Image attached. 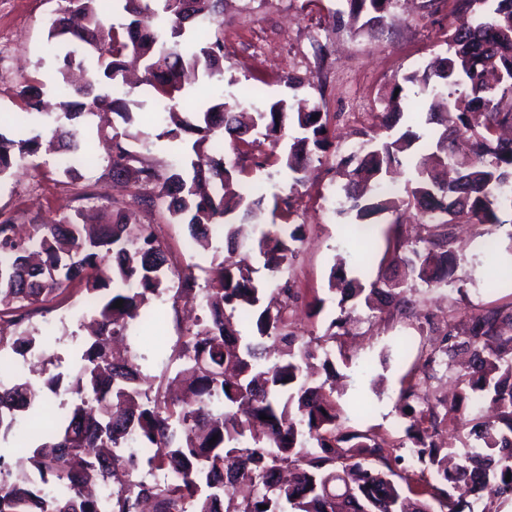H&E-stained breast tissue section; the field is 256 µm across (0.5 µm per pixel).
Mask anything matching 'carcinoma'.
<instances>
[{
	"instance_id": "carcinoma-1",
	"label": "carcinoma",
	"mask_w": 512,
	"mask_h": 512,
	"mask_svg": "<svg viewBox=\"0 0 512 512\" xmlns=\"http://www.w3.org/2000/svg\"><path fill=\"white\" fill-rule=\"evenodd\" d=\"M122 4L126 20L106 17L112 3ZM47 21L48 38L58 51L51 139L43 134L9 138L0 132V176L26 166L41 148L60 150L70 160L65 173L82 162V119L111 112L126 127L108 137L104 174H131L152 189L142 202L166 204L171 218L188 226L203 249L212 248L220 228L224 249L214 251L206 286L195 288L192 273L173 267L149 225H130L120 214L105 224L64 218L35 224L27 237L15 234L11 219L0 220V300L24 309L76 283L88 303L83 319L92 332L81 363L65 391L71 407L55 418L51 430L18 450L13 464L0 454V512H508L512 508V307H484L469 319L448 324L440 342L422 351L425 375L469 354L461 375L458 406L489 405L493 420L480 412L467 417L474 443L456 457L430 441L442 423L437 406L418 385L403 389L399 401L409 429L416 432L411 454L435 483L416 489L425 476L403 466L398 447L379 435L345 431L341 408L329 399L326 383L303 375L309 344L288 328L285 300L264 301L256 269L238 251L235 221L251 217L260 201L249 198L239 176L240 161L261 133L269 140L266 158L282 164L293 183L314 152L330 143V130L318 104L295 106L281 98L245 108L211 90L185 116L180 102L185 85L209 86L223 73L224 0H60ZM351 24L364 13L381 22L392 0H347ZM459 22L446 33V56L403 77L427 96L422 124L429 130L426 152L414 149L423 135L398 127L402 89L390 90L388 111L379 115L371 146L341 160L342 190L354 223L375 214L415 209L430 235L418 242L395 237L383 257L403 267V280L381 277L367 283L343 271L329 277V290L341 301L357 299L370 309L396 303L407 314V291L431 288L454 279L457 258L451 249L457 224H499L512 210V140L490 133L512 126V0H455ZM143 63L142 84L163 110L165 135L177 139L196 133L192 176L183 169L150 166L132 169L126 147L141 131L128 91L117 81L125 58ZM45 83L23 78L18 96L24 111L43 113ZM318 119H312V116ZM301 136L277 152L288 120ZM414 161L415 177L400 194L384 182L401 157ZM302 226L273 224L261 232L254 251L263 268L276 275L295 257ZM174 299L202 297L205 310L195 329L177 338L168 362L178 363L186 395L171 398L159 377L153 393L137 357L112 358V342L126 337L141 311L169 291ZM122 307H115L116 301ZM22 314L0 311V356L10 351L28 359L52 360L50 337L18 331ZM247 323L250 334L238 325ZM164 314L144 326L162 349ZM63 376L48 373L43 385L17 375L0 385V434L8 435L22 414L45 415L44 390L58 394ZM268 419H260V415ZM215 442H210V439ZM135 442L150 452L125 451Z\"/></svg>"
}]
</instances>
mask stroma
<instances>
[{"instance_id": "35a3bbf8", "label": "stroma", "mask_w": 512, "mask_h": 512, "mask_svg": "<svg viewBox=\"0 0 512 512\" xmlns=\"http://www.w3.org/2000/svg\"><path fill=\"white\" fill-rule=\"evenodd\" d=\"M57 7V0H0V45L8 47L0 53V132L8 136L36 131L42 121L39 115L23 112L17 87L24 75L55 74L58 62L46 19ZM347 9L346 0H224L220 87L225 100L247 92L261 107L293 97L288 76L311 78L315 85L306 88L305 95L319 104L333 134L331 146L313 155L307 179L291 193L294 207L288 221L303 228L293 261L274 279L265 269L256 272L267 298H277L286 284L297 291V299L288 302V321L307 339L323 335L341 314L339 294L328 289L334 266L348 276L370 279L392 272L391 267H379L377 257L398 217L391 212L376 215L367 231H359L342 213L346 199L340 193L343 180L336 162L370 138L395 81L445 54L444 35L458 22L454 0H411L407 5L395 0L390 19L357 33L336 20L337 12ZM131 98L136 103L135 126L142 132L141 139L130 144L133 167L190 165L193 135L185 133L177 140L165 136L166 126L155 119L154 100L144 88H134ZM98 145L91 122L88 159L75 172L63 175L49 158L39 156L0 178V210L13 215L17 234L79 211L108 209L127 215L131 223L152 225L176 268L192 269L198 281H205L210 257L190 245L186 225L175 223L164 205L142 203L133 178H105ZM242 164L251 196L261 202L243 234L251 246L271 224L273 196L287 179L280 165L259 166L251 157ZM455 249V281L411 292L409 316L390 307L374 313L356 308L344 338L345 355L331 357L338 375L336 400L345 411L343 428H370L391 442H406L399 394L412 382L420 384L444 413L443 442L459 454L472 444L468 426L448 413L460 366L437 367L427 380L419 353L430 340L441 338L448 324L488 305L512 306V211H503L494 225L457 228ZM82 313V292L73 285L54 297L48 312L35 314L29 322L49 336L56 369L67 376L75 374L84 349ZM358 397L370 407L362 418L351 410Z\"/></svg>"}]
</instances>
